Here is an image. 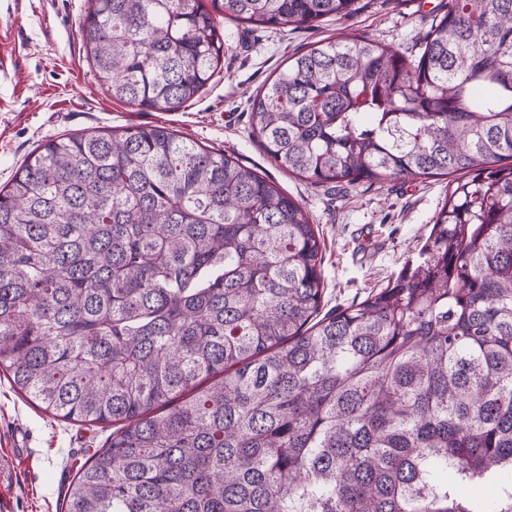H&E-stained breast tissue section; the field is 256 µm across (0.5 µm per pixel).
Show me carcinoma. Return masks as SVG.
Masks as SVG:
<instances>
[{
  "mask_svg": "<svg viewBox=\"0 0 512 512\" xmlns=\"http://www.w3.org/2000/svg\"><path fill=\"white\" fill-rule=\"evenodd\" d=\"M91 3L100 85L169 111L221 67L219 15L369 6ZM250 128L312 184L462 179L417 258L323 315L309 212L234 155L159 125L39 146L0 189V368L46 413L122 423L66 512H512V0H448L414 58L363 36L297 53Z\"/></svg>",
  "mask_w": 512,
  "mask_h": 512,
  "instance_id": "cac0c4a2",
  "label": "carcinoma"
}]
</instances>
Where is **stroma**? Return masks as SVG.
Instances as JSON below:
<instances>
[{"label": "stroma", "instance_id": "1", "mask_svg": "<svg viewBox=\"0 0 512 512\" xmlns=\"http://www.w3.org/2000/svg\"><path fill=\"white\" fill-rule=\"evenodd\" d=\"M446 0H371L347 22L266 29L223 19L225 54L211 85L180 109H141L99 85L79 33L90 0H0V185L47 140L83 130L162 125L235 156L310 211L323 242L325 310L383 287L414 258L448 193V177L384 186L314 185L273 162L250 136V99L289 56L324 39L365 36L403 51L419 46ZM109 434L43 412L0 375V512H62L77 470Z\"/></svg>", "mask_w": 512, "mask_h": 512}]
</instances>
